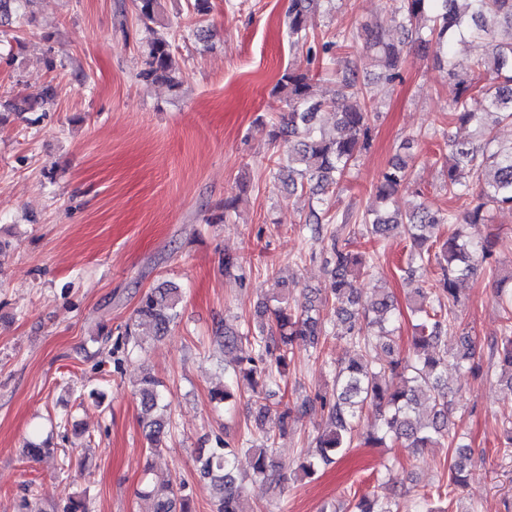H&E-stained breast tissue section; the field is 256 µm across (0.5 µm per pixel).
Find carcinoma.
I'll return each instance as SVG.
<instances>
[{
    "instance_id": "cac0c4a2",
    "label": "carcinoma",
    "mask_w": 512,
    "mask_h": 512,
    "mask_svg": "<svg viewBox=\"0 0 512 512\" xmlns=\"http://www.w3.org/2000/svg\"><path fill=\"white\" fill-rule=\"evenodd\" d=\"M133 3L140 21H157L160 0ZM312 4L313 0H291L289 34L297 43L316 47L334 64L337 51L350 47L353 35L338 32L329 37L315 33L308 16ZM383 10L399 21L404 38L391 39L377 21L365 24L363 32L366 50L384 68L381 79L385 83L400 77L407 51L424 53L432 42L441 48L437 60L448 68V79L455 86L449 118L472 127L483 145L455 141L448 145L449 153H439L435 162L442 163L445 169L442 187L448 196L459 199L476 184L480 187V202L461 217L452 211H431L421 205L403 215L391 210L389 203L410 177L409 159L399 158L381 173L374 194L377 208L366 213L361 223L374 237L389 238L399 233L410 241L408 271L423 270L433 262L439 268L437 277L422 280L414 289L411 312L416 317L415 336L413 355L408 359L395 353L391 296L380 288L369 303H363L361 291L354 285L353 272L367 273L371 265L349 249L348 241L331 236L324 262L332 277L330 293L339 300L336 317L343 330L338 336L349 341L351 353L336 364L333 398L318 395L303 400L298 407L303 413L319 408L328 414L326 426L316 438L315 453L301 464V469L313 474L350 448L358 434L361 413L368 406L374 410V433L365 443L377 440L379 433L390 438L396 447L452 448L450 483L461 486L471 461V449L455 443L451 433L448 383L443 376L450 360L459 368L469 363L471 369L478 371L480 366L472 364L475 353L468 336L462 337L452 354L438 347L448 334L449 315L459 302V284L473 277L479 262L490 258L493 243H479L461 228L443 240L441 229L458 222L485 223L484 208L490 203L512 208V145L493 147L494 127L512 124V0H384ZM467 34L487 40L489 46L487 59L477 65L470 78L463 77L448 58V45ZM144 56V81L179 86L169 36L155 34L146 44ZM274 91L281 95L284 112L271 119L270 136L288 137V180L293 189L317 196L339 192L355 161L370 144L371 122L377 112L373 99L358 85L349 61L336 68V93L330 99L320 97L310 70L299 67L285 68ZM326 108L338 115V135H330L317 126L318 113ZM328 222V211L313 209L305 226L311 237L318 240L322 225ZM495 291L505 317L500 336L489 345L488 369L509 373L507 384L512 387V271L497 281ZM182 301L180 289L170 282L149 289L124 327L123 345L135 348L141 346L145 336H166L179 318ZM324 333V319L312 300L304 308L291 305L284 297L276 298L272 307L262 305L255 330L224 335V348H232L245 338L251 342L254 355L224 365L229 378L224 386L211 391V402L229 406L236 401L242 380L252 385L259 378L275 379L283 374L294 342L302 340L316 347ZM134 387L141 403L148 452L158 453L171 424L161 381L147 372L135 381ZM422 399L431 405L432 416L426 421L416 413ZM265 438L266 443L246 449L252 459L250 478L255 487L279 470L268 452L271 435L267 433ZM52 440L51 434L37 435L26 442L22 453L40 457L51 450ZM236 454L237 449L225 441L200 452L196 458L199 476L210 484L214 512H249L244 487L231 466ZM141 496L151 501V512H193L189 497L172 490L162 493L148 485ZM52 512H90V504L80 496L69 495Z\"/></svg>"
}]
</instances>
